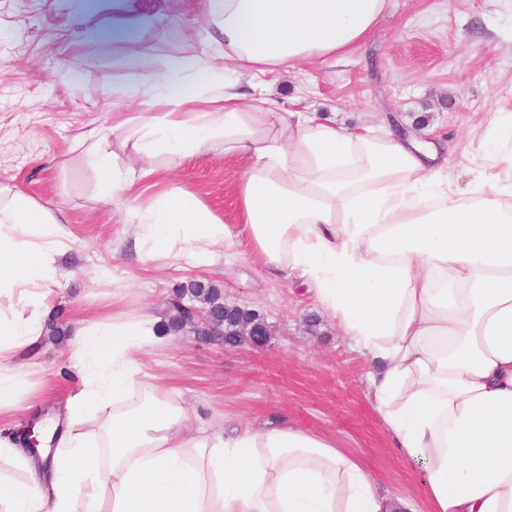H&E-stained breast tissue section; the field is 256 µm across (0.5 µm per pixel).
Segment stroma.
I'll return each mask as SVG.
<instances>
[{
  "instance_id": "1",
  "label": "stroma",
  "mask_w": 512,
  "mask_h": 512,
  "mask_svg": "<svg viewBox=\"0 0 512 512\" xmlns=\"http://www.w3.org/2000/svg\"><path fill=\"white\" fill-rule=\"evenodd\" d=\"M204 0H0V187L57 216L73 240L59 272L54 330L27 360L32 409L0 416L13 435L62 417L74 380L62 329L111 309L160 314L174 288H215L225 303L256 310L271 329L260 347H225L188 326L148 351L142 379L178 390L203 424L226 430L300 427L331 437L379 476L381 493L415 496L419 476L389 445L368 376L382 363L353 349L307 287L270 277L252 256L216 253L205 262H140L130 214L105 203L78 137L112 132L116 112H139L149 90L134 66L164 72L175 56L222 67ZM245 93L282 109L334 114L348 126L410 117L417 134L448 135L460 186L472 185L469 133L512 103V0H391L387 18L347 61L288 73L237 75ZM129 193L156 185L190 191L227 224L237 216L241 167L223 153L184 159L143 156Z\"/></svg>"
}]
</instances>
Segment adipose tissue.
<instances>
[{"mask_svg":"<svg viewBox=\"0 0 512 512\" xmlns=\"http://www.w3.org/2000/svg\"><path fill=\"white\" fill-rule=\"evenodd\" d=\"M388 0H207L211 39L228 70L290 71L347 60ZM208 61L175 57L143 73L150 112H116L105 135L80 141L102 198L132 213L138 259H204L249 241L269 274L304 280L359 351L382 360L371 387L400 460L418 471L432 512H512V153L459 188L448 145L396 124L346 127L326 114L281 111L235 92ZM221 150L243 164L241 222L196 197L126 196L138 155ZM58 219L22 193L0 199V415L30 385L13 361L43 338L58 259ZM158 321L103 313L81 320L70 358L71 419L46 420L30 453L0 429V512H417L326 436L288 427L233 434L198 426L171 388L135 391Z\"/></svg>","mask_w":512,"mask_h":512,"instance_id":"1","label":"adipose tissue"}]
</instances>
